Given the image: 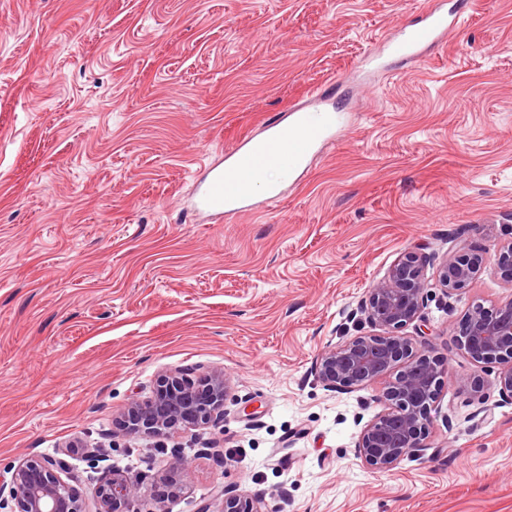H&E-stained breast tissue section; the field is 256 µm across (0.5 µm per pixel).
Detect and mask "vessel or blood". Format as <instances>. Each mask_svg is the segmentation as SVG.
<instances>
[{
	"label": "vessel or blood",
	"instance_id": "obj_1",
	"mask_svg": "<svg viewBox=\"0 0 512 512\" xmlns=\"http://www.w3.org/2000/svg\"><path fill=\"white\" fill-rule=\"evenodd\" d=\"M464 19L462 8L446 9L443 0H430L420 19L406 24L388 46L401 60L420 59ZM341 124V108L328 90L318 91L310 104H296L265 127L264 138H243L219 163L201 162L205 177L193 207L214 215L257 210L253 185L266 166H278L282 184L296 180L309 156L333 145Z\"/></svg>",
	"mask_w": 512,
	"mask_h": 512
}]
</instances>
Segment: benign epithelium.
Wrapping results in <instances>:
<instances>
[{
  "label": "benign epithelium",
  "instance_id": "7a95c632",
  "mask_svg": "<svg viewBox=\"0 0 512 512\" xmlns=\"http://www.w3.org/2000/svg\"><path fill=\"white\" fill-rule=\"evenodd\" d=\"M512 286V241L490 258L471 251L445 257L427 275L426 259L410 251L368 289L356 308L378 333L353 336L327 347L315 360L316 380L326 389L379 385L375 403L381 410L361 429L355 454L372 470L389 471L425 447L433 404L438 398L442 365L414 352L401 330L415 323L428 288L435 285L451 298L467 289L488 262ZM458 349L475 364H498L497 385L512 398V299L486 307L474 304L454 335ZM154 395L135 398L121 412L118 424L133 435L167 436L181 429L224 422L229 378L214 371L203 380L189 371L161 376ZM9 496L16 512H89L77 490L79 476L61 458L26 460L11 468ZM222 512H269L264 502L244 493L222 489ZM95 512H142L136 479L111 470L97 479Z\"/></svg>",
  "mask_w": 512,
  "mask_h": 512
}]
</instances>
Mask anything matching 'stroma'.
<instances>
[{
	"label": "stroma",
	"mask_w": 512,
	"mask_h": 512,
	"mask_svg": "<svg viewBox=\"0 0 512 512\" xmlns=\"http://www.w3.org/2000/svg\"><path fill=\"white\" fill-rule=\"evenodd\" d=\"M424 3L0 0L1 484L54 457L85 496L115 468L166 512H221L224 486L268 512H512V398L453 343L473 303L512 298L494 266L403 330L446 369L421 456L363 465L376 387L312 373L371 334L347 313L402 254L512 240V0H474L420 60L380 51ZM323 87L348 103L335 144L282 198L188 206L204 158ZM176 369L224 371L223 425L119 432Z\"/></svg>",
	"instance_id": "obj_1"
}]
</instances>
